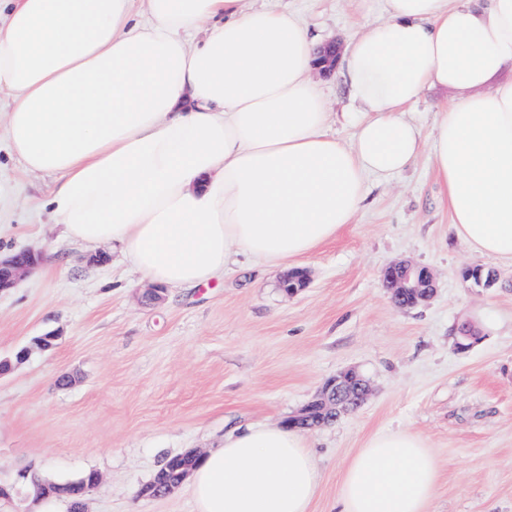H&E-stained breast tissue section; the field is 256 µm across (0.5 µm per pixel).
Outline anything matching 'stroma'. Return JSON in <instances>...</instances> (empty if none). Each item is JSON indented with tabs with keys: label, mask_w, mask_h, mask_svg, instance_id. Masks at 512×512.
<instances>
[{
	"label": "stroma",
	"mask_w": 512,
	"mask_h": 512,
	"mask_svg": "<svg viewBox=\"0 0 512 512\" xmlns=\"http://www.w3.org/2000/svg\"><path fill=\"white\" fill-rule=\"evenodd\" d=\"M290 11L322 43L344 47L381 21L380 0H252ZM342 141L359 105L339 71L316 72ZM452 90L426 88L408 111L424 137ZM55 181L26 172L0 136V253L41 252V265L0 293V359L34 337L57 340L0 376V483L30 471L67 483L101 480L85 512H196L187 488L155 498L140 489L168 457L220 447L239 424L283 425L347 368L371 393L332 425L307 432L321 472L311 512H333L341 476L374 434L408 430L435 454L427 512H512V265L473 253L450 226L429 153L390 180L367 179L363 209L334 241L297 261L309 285L285 295V271L231 256L221 280L148 283L111 246L67 239L48 201ZM429 268L426 303L395 307L382 269ZM495 271L496 287L463 281V267ZM469 322L480 339L456 348Z\"/></svg>",
	"instance_id": "obj_1"
}]
</instances>
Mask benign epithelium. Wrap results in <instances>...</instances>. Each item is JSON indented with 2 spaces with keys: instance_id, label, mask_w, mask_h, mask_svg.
<instances>
[{
  "instance_id": "7a95c632",
  "label": "benign epithelium",
  "mask_w": 512,
  "mask_h": 512,
  "mask_svg": "<svg viewBox=\"0 0 512 512\" xmlns=\"http://www.w3.org/2000/svg\"><path fill=\"white\" fill-rule=\"evenodd\" d=\"M42 256L32 250H22L0 255V292L14 287L18 281L31 274L40 264ZM381 280L394 296L407 299L406 305L415 307L431 299L436 284L429 269L408 262L392 263L381 272ZM308 276L303 270H293L281 279V288L289 296L296 295L307 287ZM53 335L38 336L32 343L23 347L15 359L0 360V375L8 373L13 366L24 363L33 348L48 350ZM371 393L368 380L357 370L350 368L328 380L313 401L302 408L296 415L286 420V425L313 429L309 415L316 412L322 419L338 412L352 411L364 402Z\"/></svg>"
}]
</instances>
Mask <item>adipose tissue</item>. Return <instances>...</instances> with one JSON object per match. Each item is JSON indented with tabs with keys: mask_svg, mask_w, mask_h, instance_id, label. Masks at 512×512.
Here are the masks:
<instances>
[{
	"mask_svg": "<svg viewBox=\"0 0 512 512\" xmlns=\"http://www.w3.org/2000/svg\"><path fill=\"white\" fill-rule=\"evenodd\" d=\"M0 21L5 133L52 174L65 235L109 244L150 281L221 278L230 250L289 264L335 239L365 200L429 152L456 238L512 264V0H382L347 45L361 107L330 135L317 42L294 13L248 0H10ZM199 32L195 45L186 33ZM457 97L431 139L405 116L425 88ZM196 512H310L321 475L302 433L234 428L190 476ZM438 481L422 438L372 436L346 467L338 512H426Z\"/></svg>",
	"mask_w": 512,
	"mask_h": 512,
	"instance_id": "obj_1",
	"label": "adipose tissue"
}]
</instances>
